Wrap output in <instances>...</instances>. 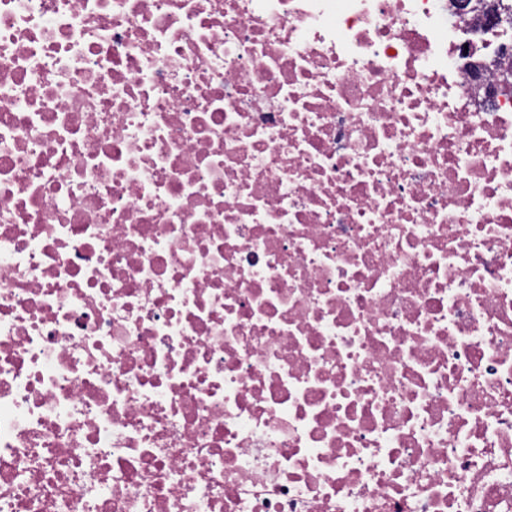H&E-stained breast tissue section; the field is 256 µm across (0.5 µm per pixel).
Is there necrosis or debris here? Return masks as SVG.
Masks as SVG:
<instances>
[{
  "mask_svg": "<svg viewBox=\"0 0 512 512\" xmlns=\"http://www.w3.org/2000/svg\"><path fill=\"white\" fill-rule=\"evenodd\" d=\"M448 0H0V512H512V95Z\"/></svg>",
  "mask_w": 512,
  "mask_h": 512,
  "instance_id": "necrosis-or-debris-1",
  "label": "necrosis or debris"
}]
</instances>
